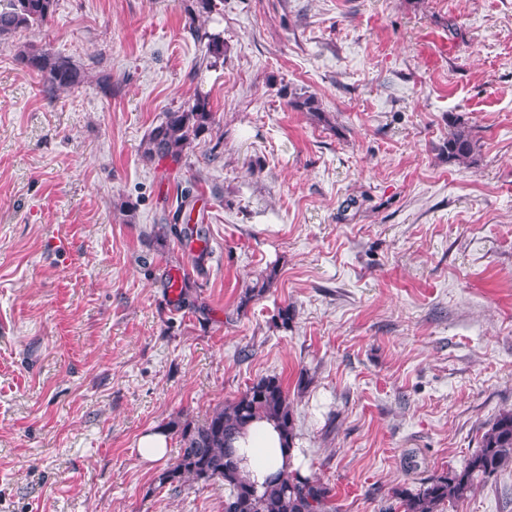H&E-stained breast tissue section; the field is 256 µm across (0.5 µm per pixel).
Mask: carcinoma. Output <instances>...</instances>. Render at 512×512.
Masks as SVG:
<instances>
[{
    "mask_svg": "<svg viewBox=\"0 0 512 512\" xmlns=\"http://www.w3.org/2000/svg\"><path fill=\"white\" fill-rule=\"evenodd\" d=\"M55 0H0V37L20 28L47 22L54 13ZM21 61L42 76L47 91L72 88L83 80L79 68L60 56L38 49L21 54ZM291 107L321 116L323 111L312 96H298L288 101ZM215 122L205 98L193 104L168 111L164 120L142 141V155L174 164L182 162L184 151ZM448 161H477L479 145L473 129L460 116L448 119ZM191 215H186L182 228L177 225L160 227L158 235L181 236L189 243H199L197 260L210 253L209 239L190 227ZM264 415L276 422L285 441L293 445L296 438L295 416L288 391L277 376H266L247 386L231 404L214 409L201 422L177 421L168 424L176 435L180 451L175 461L158 477L159 485H177L192 480L222 483L224 512H336L332 505V490L326 484L296 472L280 475L274 484L257 490L239 471L233 440L253 418ZM512 469V410L500 412L482 434L477 449L463 465L447 474L421 484L417 491L396 489L403 512H442L475 492L483 483Z\"/></svg>",
    "mask_w": 512,
    "mask_h": 512,
    "instance_id": "cac0c4a2",
    "label": "carcinoma"
}]
</instances>
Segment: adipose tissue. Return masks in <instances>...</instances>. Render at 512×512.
I'll list each match as a JSON object with an SVG mask.
<instances>
[{
	"label": "adipose tissue",
	"mask_w": 512,
	"mask_h": 512,
	"mask_svg": "<svg viewBox=\"0 0 512 512\" xmlns=\"http://www.w3.org/2000/svg\"><path fill=\"white\" fill-rule=\"evenodd\" d=\"M234 446L242 475L259 487L273 481L282 471L307 470L300 449L286 448L275 422L266 418L254 420Z\"/></svg>",
	"instance_id": "adipose-tissue-1"
}]
</instances>
